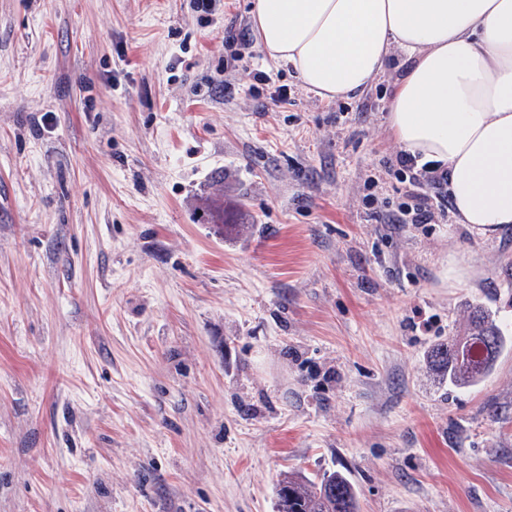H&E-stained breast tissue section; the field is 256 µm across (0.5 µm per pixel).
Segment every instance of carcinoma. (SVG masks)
<instances>
[{"label": "carcinoma", "instance_id": "cac0c4a2", "mask_svg": "<svg viewBox=\"0 0 512 512\" xmlns=\"http://www.w3.org/2000/svg\"><path fill=\"white\" fill-rule=\"evenodd\" d=\"M505 337L490 315L474 308L463 334L436 345L430 362L455 386L468 387L484 378L505 347ZM276 512H359L358 496L350 478L341 471L326 472L319 480L299 473L280 483Z\"/></svg>", "mask_w": 512, "mask_h": 512}]
</instances>
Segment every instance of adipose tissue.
<instances>
[{
    "label": "adipose tissue",
    "instance_id": "obj_1",
    "mask_svg": "<svg viewBox=\"0 0 512 512\" xmlns=\"http://www.w3.org/2000/svg\"><path fill=\"white\" fill-rule=\"evenodd\" d=\"M252 19L266 55L328 101L403 51L387 117L400 150L447 170L458 223L512 226V0H254Z\"/></svg>",
    "mask_w": 512,
    "mask_h": 512
}]
</instances>
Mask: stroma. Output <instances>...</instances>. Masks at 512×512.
<instances>
[{"label": "stroma", "mask_w": 512, "mask_h": 512, "mask_svg": "<svg viewBox=\"0 0 512 512\" xmlns=\"http://www.w3.org/2000/svg\"><path fill=\"white\" fill-rule=\"evenodd\" d=\"M251 4L0 0V512H274L329 470L512 512V349L427 365L476 304L512 337V228L385 224L404 56L323 101L225 46Z\"/></svg>", "instance_id": "stroma-1"}]
</instances>
